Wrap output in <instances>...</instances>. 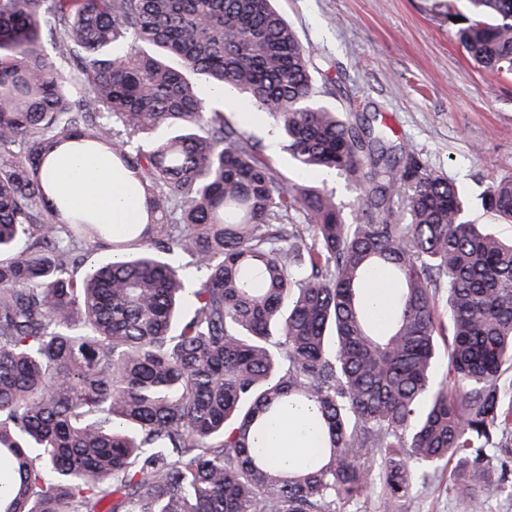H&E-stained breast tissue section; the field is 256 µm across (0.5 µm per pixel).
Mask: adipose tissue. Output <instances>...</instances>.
Here are the masks:
<instances>
[{
	"label": "adipose tissue",
	"instance_id": "obj_1",
	"mask_svg": "<svg viewBox=\"0 0 512 512\" xmlns=\"http://www.w3.org/2000/svg\"><path fill=\"white\" fill-rule=\"evenodd\" d=\"M50 180L55 199L65 201L76 212L93 216L97 223L109 225L120 233L130 224L144 220L141 202L129 190L127 175L109 153L97 150L68 151L51 162ZM308 413L292 410L264 441L265 447L294 459L308 456L314 446V434L307 426Z\"/></svg>",
	"mask_w": 512,
	"mask_h": 512
}]
</instances>
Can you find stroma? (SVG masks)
<instances>
[{
  "label": "stroma",
  "instance_id": "35a3bbf8",
  "mask_svg": "<svg viewBox=\"0 0 512 512\" xmlns=\"http://www.w3.org/2000/svg\"><path fill=\"white\" fill-rule=\"evenodd\" d=\"M328 72L318 88L325 104L387 127L395 143L419 153L461 186L473 219L493 224L481 208L486 188L512 175V74L479 68L456 37L468 0H274ZM224 117L272 163L279 183L335 192L345 219L353 193L342 176L293 166L273 120L242 97L225 100ZM504 239L512 225L493 224ZM397 512H464L440 476L437 486L402 499Z\"/></svg>",
  "mask_w": 512,
  "mask_h": 512
}]
</instances>
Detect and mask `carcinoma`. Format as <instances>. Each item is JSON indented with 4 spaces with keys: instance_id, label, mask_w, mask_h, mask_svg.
Segmentation results:
<instances>
[{
    "instance_id": "cac0c4a2",
    "label": "carcinoma",
    "mask_w": 512,
    "mask_h": 512,
    "mask_svg": "<svg viewBox=\"0 0 512 512\" xmlns=\"http://www.w3.org/2000/svg\"><path fill=\"white\" fill-rule=\"evenodd\" d=\"M272 2L0 0V512H338L375 487L396 512L450 461L485 512L504 481L512 239L385 127L322 104ZM468 2L459 42L511 73L512 0ZM226 89L298 167L347 180L352 223L276 182L213 104ZM98 148L147 212L120 235L51 197L52 156ZM482 209L512 224V175ZM374 281L395 293L383 320ZM289 406L313 410L316 448L281 466L255 439Z\"/></svg>"
}]
</instances>
